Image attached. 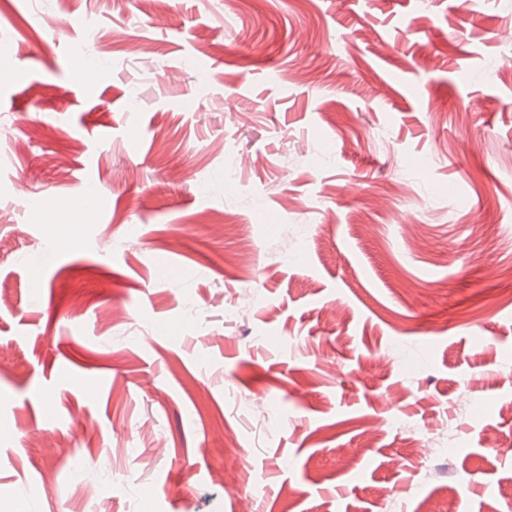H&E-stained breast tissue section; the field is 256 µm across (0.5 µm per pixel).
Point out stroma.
Returning a JSON list of instances; mask_svg holds the SVG:
<instances>
[{
	"instance_id": "1",
	"label": "stroma",
	"mask_w": 512,
	"mask_h": 512,
	"mask_svg": "<svg viewBox=\"0 0 512 512\" xmlns=\"http://www.w3.org/2000/svg\"><path fill=\"white\" fill-rule=\"evenodd\" d=\"M0 124V512H512V0H0Z\"/></svg>"
}]
</instances>
